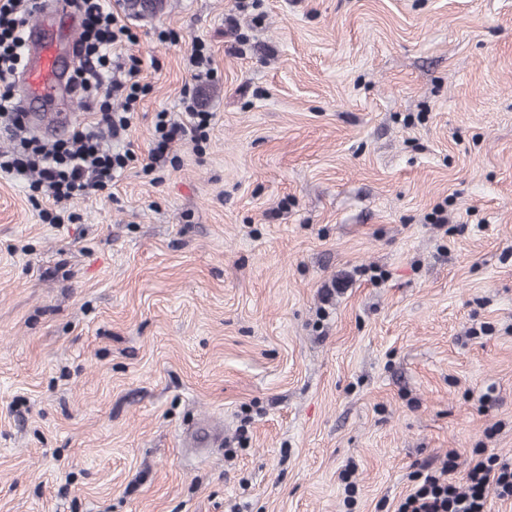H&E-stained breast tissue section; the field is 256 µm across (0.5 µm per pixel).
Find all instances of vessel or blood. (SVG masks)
<instances>
[{
	"label": "vessel or blood",
	"instance_id": "1",
	"mask_svg": "<svg viewBox=\"0 0 512 512\" xmlns=\"http://www.w3.org/2000/svg\"><path fill=\"white\" fill-rule=\"evenodd\" d=\"M77 29L78 19L70 13L65 0H58L51 17H44L38 12L25 25L24 52L27 61L21 74L26 86V94L21 101L24 120L28 123L40 121L43 129L52 136L69 131L76 118L70 109L49 112L45 106L54 102L60 92L71 89L58 38L63 35L70 41H77ZM223 443V429L201 420L187 427L181 438L182 447L200 453Z\"/></svg>",
	"mask_w": 512,
	"mask_h": 512
}]
</instances>
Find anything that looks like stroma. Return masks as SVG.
<instances>
[{
	"label": "stroma",
	"mask_w": 512,
	"mask_h": 512,
	"mask_svg": "<svg viewBox=\"0 0 512 512\" xmlns=\"http://www.w3.org/2000/svg\"><path fill=\"white\" fill-rule=\"evenodd\" d=\"M114 7L136 161L61 228L0 176V512H394L512 457V0ZM183 104L184 112H178L176 116L167 111L157 113L153 133L156 146L150 151V162L144 169H153L154 164L164 159V153L172 144L188 132L196 138L202 129L210 126L213 113L199 111L192 97L190 102L183 100ZM223 443L224 430L201 420L187 427L181 438L183 448H192L196 452L204 454L208 452L209 448L221 446Z\"/></svg>",
	"instance_id": "35a3bbf8"
}]
</instances>
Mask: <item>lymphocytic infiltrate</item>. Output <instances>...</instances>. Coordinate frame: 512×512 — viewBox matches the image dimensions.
<instances>
[{
  "instance_id": "lymphocytic-infiltrate-1",
  "label": "lymphocytic infiltrate",
  "mask_w": 512,
  "mask_h": 512,
  "mask_svg": "<svg viewBox=\"0 0 512 512\" xmlns=\"http://www.w3.org/2000/svg\"><path fill=\"white\" fill-rule=\"evenodd\" d=\"M81 17L83 34L78 43L79 66L71 84L92 110V121L74 126L67 140L48 143L26 136L23 114L12 93V79L21 67L22 32L37 0H0V126L15 141L12 150L0 152V172L31 176L30 187L46 202L57 206L81 196L102 192L116 184L133 158L131 151L104 148V137L124 134L132 125L136 104L144 93L138 61H131L122 77L112 72V51L133 41L131 29L122 24L108 0H67ZM123 97L121 110H113L114 97ZM212 113L187 102L178 114L158 112L154 125L155 146L150 162L164 158L172 144L186 134H198L210 126ZM455 462L434 469L421 465L415 485L400 500L395 512H488L486 491L495 488L500 499H512V459L490 453L470 463L462 479H454Z\"/></svg>"
}]
</instances>
